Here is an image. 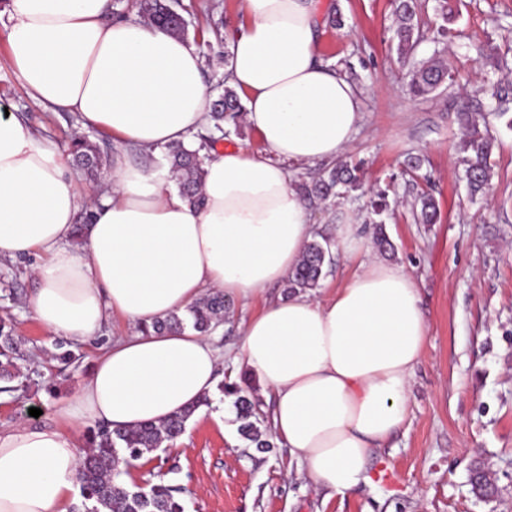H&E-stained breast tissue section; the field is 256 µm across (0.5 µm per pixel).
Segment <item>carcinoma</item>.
Here are the masks:
<instances>
[{"instance_id":"1","label":"carcinoma","mask_w":512,"mask_h":512,"mask_svg":"<svg viewBox=\"0 0 512 512\" xmlns=\"http://www.w3.org/2000/svg\"><path fill=\"white\" fill-rule=\"evenodd\" d=\"M138 17L165 27L172 34L185 37L188 28L181 26L174 15L167 11L165 0H134ZM421 0H394L393 25L399 57L412 56L422 38ZM440 50L426 61H417L410 71V89L416 96L428 95L455 78L452 67L439 58ZM494 100L491 111L499 118L508 117V104L512 102V87L498 86L491 94ZM244 105L229 86L224 87L212 103L210 118L213 126L205 134L197 135L199 147L189 150L181 145L168 148L165 153L172 173L179 180L180 188L193 202H200V186L206 151L216 142V134L226 137L238 133L243 120ZM458 123L465 129V136L457 147V162L464 172L471 199L483 197L491 180L490 156L495 141L480 128L474 113L468 106L457 109ZM506 126L512 129V117ZM71 153L74 160L90 174L95 175L107 163V154L92 142L82 138L73 140ZM364 189L359 168L346 161H339L323 176L310 184L301 185L306 197L322 200L350 197ZM388 190H380L370 199V214L376 216L373 223H383L382 215L388 210ZM414 220L420 224H434L438 219V207L434 197L422 193L415 198ZM331 261L329 244L312 240L306 244L298 267L288 276V288L296 291L318 287L325 264ZM226 313L224 294L212 292L201 298L187 310V316L177 313L153 325L157 330L181 329L191 325L202 335L212 334L223 322ZM27 354L22 341L13 334V328L0 319V387L1 392L13 393L27 388V376L23 375L21 362ZM218 390L233 398L238 433L257 451L265 453L273 448L271 429L261 416L259 402L250 391L237 384H219ZM193 406L159 424H147L134 429H110L97 426L89 439V451L81 463L80 484L83 501L75 512H185L183 488L163 481L147 490L133 489L119 480L122 468L160 448L165 442H173L185 431L197 412Z\"/></svg>"}]
</instances>
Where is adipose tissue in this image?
<instances>
[{
  "label": "adipose tissue",
  "mask_w": 512,
  "mask_h": 512,
  "mask_svg": "<svg viewBox=\"0 0 512 512\" xmlns=\"http://www.w3.org/2000/svg\"><path fill=\"white\" fill-rule=\"evenodd\" d=\"M228 34V82L265 153L212 148L201 204L175 175L131 160L198 146L214 96L194 44L113 0H10L15 72L40 103L74 113L116 145L106 189L85 192L67 156L22 118L0 114V258L38 256L26 305L50 333L81 343L119 316L136 333L96 356L55 422L0 431V512H72L78 431L159 423L212 395L221 353L192 329L152 331L207 292L246 301L286 279L314 234L290 168L336 160L361 120L359 89L321 58L324 0H242ZM91 222L70 243L81 211ZM358 271L324 301L264 303L240 328L241 359L273 404L272 431L307 478L344 496L372 449L404 424L428 328L403 268L368 257L358 225L336 226Z\"/></svg>",
  "instance_id": "adipose-tissue-1"
}]
</instances>
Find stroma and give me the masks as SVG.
I'll list each match as a JSON object with an SVG mask.
<instances>
[{
  "instance_id": "1",
  "label": "stroma",
  "mask_w": 512,
  "mask_h": 512,
  "mask_svg": "<svg viewBox=\"0 0 512 512\" xmlns=\"http://www.w3.org/2000/svg\"><path fill=\"white\" fill-rule=\"evenodd\" d=\"M327 2L346 25L322 31L324 63L358 58L364 64L362 121L346 156L362 161L366 187L392 180L396 193L381 229L370 224L358 200L315 202L311 220L329 240L337 224H359L378 260L403 265L413 276L428 324L407 419L371 454V465L382 463L396 473L395 484L372 477L346 496L314 490L285 446L270 453L247 446L231 399L219 393L189 421L183 442L146 455L122 479L130 487L159 481L183 487L186 512H512V130L488 110L494 84H512V0H452L446 59L456 81L417 98L409 90L408 65L396 53L391 0ZM485 52L503 60V67H485ZM462 99L496 140L490 188L474 203L456 164L463 135L450 107ZM0 106L63 150L79 132L75 115L39 104L22 86L1 24ZM409 157L421 159L420 175L405 174ZM423 192L438 202V223L413 218L411 203ZM381 230L392 249L377 247ZM34 263L31 256L0 259V289L13 291L0 296V316L12 317L31 355L22 371L34 380L22 396L0 393V430L29 421L32 407L41 411L38 424L52 423L55 406L74 397L101 348L131 331L120 320L108 321L94 340L79 344L77 370L66 378L51 376L56 338L24 303ZM286 292L281 283L266 295L233 302L216 331L217 346L237 351L241 321ZM478 461L493 474L495 491L488 499L476 496L469 482Z\"/></svg>"
}]
</instances>
